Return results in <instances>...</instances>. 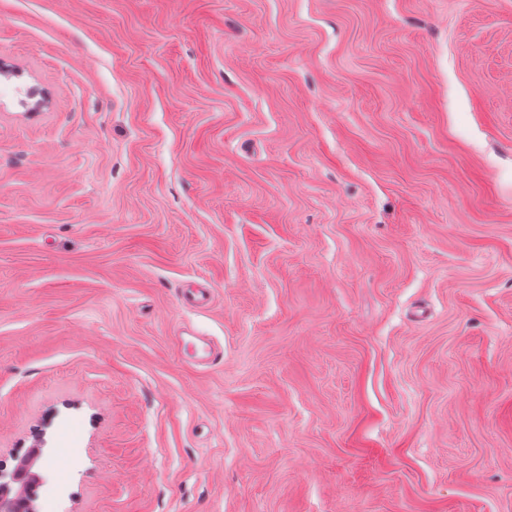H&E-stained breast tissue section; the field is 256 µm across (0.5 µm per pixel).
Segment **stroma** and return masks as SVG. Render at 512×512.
<instances>
[{
	"label": "stroma",
	"instance_id": "1",
	"mask_svg": "<svg viewBox=\"0 0 512 512\" xmlns=\"http://www.w3.org/2000/svg\"><path fill=\"white\" fill-rule=\"evenodd\" d=\"M1 54L0 467L512 512V0H0Z\"/></svg>",
	"mask_w": 512,
	"mask_h": 512
}]
</instances>
